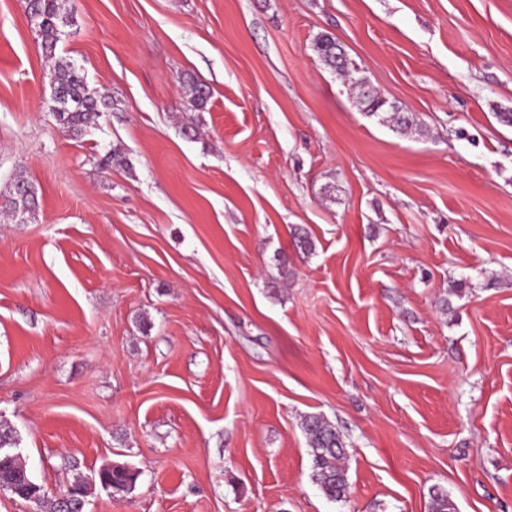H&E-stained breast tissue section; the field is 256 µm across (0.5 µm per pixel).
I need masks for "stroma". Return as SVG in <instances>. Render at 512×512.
<instances>
[{
  "label": "stroma",
  "instance_id": "35a3bbf8",
  "mask_svg": "<svg viewBox=\"0 0 512 512\" xmlns=\"http://www.w3.org/2000/svg\"><path fill=\"white\" fill-rule=\"evenodd\" d=\"M65 7L59 55L112 98L78 138L0 0V188L39 198L0 211V424L44 492L119 464L134 490L85 512H512V0ZM324 34L423 134L365 116ZM0 198L4 201V207L15 217L22 211H36L39 206L38 191L23 174L16 175L3 191L1 189ZM302 426L313 449L316 481L328 498L343 500L348 491V480L342 464L345 446L339 432L318 414L306 415Z\"/></svg>",
  "mask_w": 512,
  "mask_h": 512
}]
</instances>
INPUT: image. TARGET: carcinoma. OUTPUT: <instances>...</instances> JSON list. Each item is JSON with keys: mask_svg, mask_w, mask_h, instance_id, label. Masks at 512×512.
<instances>
[{"mask_svg": "<svg viewBox=\"0 0 512 512\" xmlns=\"http://www.w3.org/2000/svg\"><path fill=\"white\" fill-rule=\"evenodd\" d=\"M26 11L41 40L43 53L53 62L52 102L57 121L66 132L79 136L95 125L104 112L112 109V98L89 88L85 73L73 60L56 55L62 28L71 25L61 0H26ZM314 51L324 65L354 83L366 115L381 116L382 122L401 134L418 130L415 120L370 89L366 78H353L355 65L334 38L328 35L318 37ZM188 87L191 105L199 111L205 110L210 99L209 90L191 78L188 79ZM0 198L15 217L23 211L33 212L39 206L36 187L22 174L15 176L0 191ZM302 426L313 449L316 481L328 498L343 500L348 491V480L342 464L344 442L339 432L318 414L305 416ZM104 477L112 484L111 491L117 493L132 492L136 482L135 473L122 466L105 467ZM0 487L7 488L25 501L36 495L35 503L40 512H83V504L89 495V484L76 482L55 499L45 497L41 487L28 475L20 457L14 453L8 456L0 454ZM430 512H457V506L448 495L436 493L431 496Z\"/></svg>", "mask_w": 512, "mask_h": 512, "instance_id": "obj_1", "label": "carcinoma"}]
</instances>
